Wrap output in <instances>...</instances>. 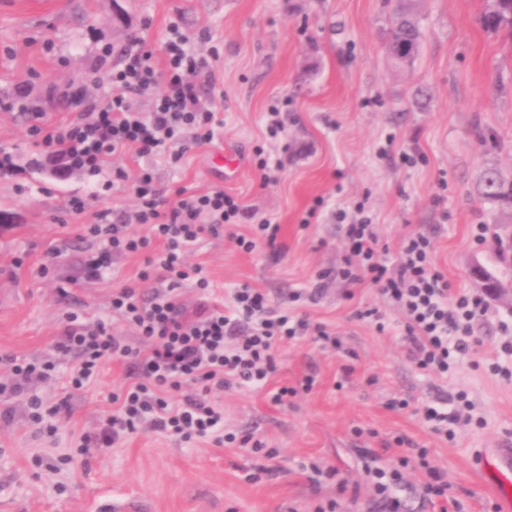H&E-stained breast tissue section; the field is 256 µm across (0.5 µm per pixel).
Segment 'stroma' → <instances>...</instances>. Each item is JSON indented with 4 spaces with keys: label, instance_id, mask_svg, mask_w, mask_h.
<instances>
[{
    "label": "stroma",
    "instance_id": "stroma-1",
    "mask_svg": "<svg viewBox=\"0 0 512 512\" xmlns=\"http://www.w3.org/2000/svg\"><path fill=\"white\" fill-rule=\"evenodd\" d=\"M485 6L419 0V52L401 66L386 52L395 0H0V149L11 150L19 168L0 174V212L11 216L0 223V353L53 355L68 309L59 287L71 289L88 318L111 319L113 289L140 282L141 254L114 259L104 281L85 282L90 244L78 237L100 210L135 209L131 183L90 200L84 215L70 213L68 199L87 197L94 178L64 170L27 129L35 113L63 124L104 96L115 51L132 36L162 61L176 15L199 55L219 51L213 79H196L217 137L191 148L182 165L152 159L155 181L170 197L180 189L236 197L252 215L239 232L266 218L281 226L276 247L251 253L237 250L227 232L205 236L189 262L203 265L223 298L243 283L276 304L315 290L307 314L341 340L337 349L311 336L276 346L271 385L296 390L284 404L248 387L222 394L226 430L264 437L275 450L269 460L145 430L56 471V459L111 411L112 395L128 383L125 366L106 365L88 389L71 394L28 384L49 401L69 402L51 444L29 423L22 397L0 395V512H95L106 495L137 502L141 512H317L331 499L339 512H387L374 483L403 455L394 443L400 435L428 450L466 512H494L472 458L512 438V380L488 371L504 358L512 303L486 298L474 322L478 345L440 374L411 361L401 310L374 289L318 279L343 263L337 212L352 220L362 209L389 248L412 232L433 236L435 265L452 291L477 290L476 265L512 280L494 239L478 244L471 234L476 224L512 226V208L479 193L486 171L512 179V37L481 25ZM45 40L52 51H43ZM274 105L284 127L276 138L266 133ZM222 150L237 155L234 169L216 159ZM53 249L57 262L42 272ZM365 308L379 311L384 330L356 318ZM111 321L116 335L147 350L133 329ZM461 390L475 422L451 439L434 433L424 406L444 405Z\"/></svg>",
    "mask_w": 512,
    "mask_h": 512
}]
</instances>
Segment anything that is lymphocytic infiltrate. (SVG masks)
I'll list each match as a JSON object with an SVG mask.
<instances>
[{
	"mask_svg": "<svg viewBox=\"0 0 512 512\" xmlns=\"http://www.w3.org/2000/svg\"><path fill=\"white\" fill-rule=\"evenodd\" d=\"M165 66L157 68L143 48L141 37H132L118 52L120 64L110 75V93L87 104L84 112L57 126L35 120L28 135L38 146L51 149L72 170L91 177L110 168L113 156L128 151L144 157L168 152L172 143L190 141L200 146L215 137L214 115L197 104V90L190 78L209 71L208 60L195 57L189 37L178 24L168 26ZM150 95L149 113L134 111V96ZM172 163H180L183 151L168 152ZM132 181L138 208L133 216L112 218L110 210L95 213L92 223L82 225L83 237L95 246L84 262V278L100 280L116 255L149 251L153 242L162 253L148 259L139 278L160 282V289L144 293L124 286L114 289L110 305L113 315L135 329L148 343L139 351L115 336L110 325L87 321L82 313H64L61 341L52 357L27 359L1 355L0 365L11 373L12 394L23 392L27 381L53 380L58 356H74L67 383L80 390L107 362L128 369L130 382L122 394L113 396V409L97 431L82 435L72 453L87 458L114 446L127 435L146 429L181 441L209 439L231 444L235 435L224 430V406L217 393L235 387H264L276 370L273 352L278 343L310 335L326 344H336L335 333L325 324L296 316L285 306L272 304L268 296L249 284L234 288L228 301L201 300L186 311L177 291L186 282L205 291L210 281L202 265L188 264L185 253L204 233H219L227 224L248 216L235 198L221 190L196 194L178 190L168 199L158 188L151 169L135 175L113 170L111 179L97 184L95 197H108L115 182ZM211 224H201V216ZM146 228L131 231V224ZM347 242L337 278L357 287L369 286L406 317L405 335L410 357L419 368L448 372L457 357L467 355L473 345V326L484 313L482 295L466 292L450 297L447 277L432 262L433 240L415 232L402 237L394 264L383 260L382 248L371 218L344 225Z\"/></svg>",
	"mask_w": 512,
	"mask_h": 512,
	"instance_id": "f902f5d3",
	"label": "lymphocytic infiltrate"
}]
</instances>
